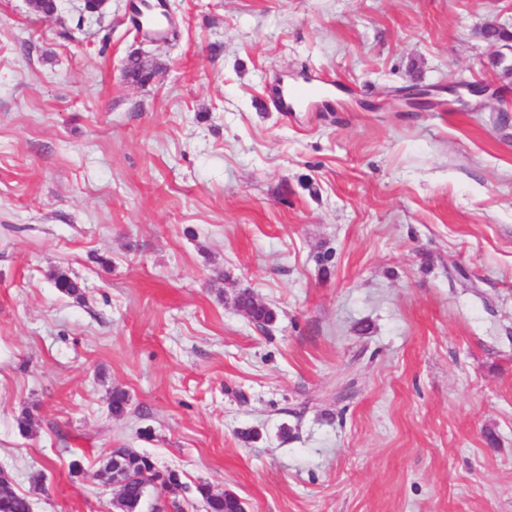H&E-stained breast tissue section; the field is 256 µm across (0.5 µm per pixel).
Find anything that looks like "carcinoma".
Wrapping results in <instances>:
<instances>
[{
	"label": "carcinoma",
	"mask_w": 512,
	"mask_h": 512,
	"mask_svg": "<svg viewBox=\"0 0 512 512\" xmlns=\"http://www.w3.org/2000/svg\"><path fill=\"white\" fill-rule=\"evenodd\" d=\"M481 36L497 43L509 44L512 33L503 27L485 24L480 31ZM54 287L67 296L80 295L79 284L63 272L52 275ZM234 306L258 325L275 322V310L254 301L252 293L243 289L233 299ZM127 393L115 388L109 399V410L115 417L124 415L127 411ZM122 461L123 475L121 479V492L112 500L115 512H139L145 499L143 489H155L159 485L170 493L176 495L186 489L181 475L174 470H160L153 459L133 448H111L105 453L99 473L108 484L112 483V456ZM196 497L207 504V512H238V497L229 492L218 493L211 485L201 481L194 486ZM0 512H31V500L17 492L13 479L9 473L0 471Z\"/></svg>",
	"instance_id": "obj_1"
}]
</instances>
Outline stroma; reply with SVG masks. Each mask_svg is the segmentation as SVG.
Masks as SVG:
<instances>
[{
  "mask_svg": "<svg viewBox=\"0 0 512 512\" xmlns=\"http://www.w3.org/2000/svg\"><path fill=\"white\" fill-rule=\"evenodd\" d=\"M165 2L156 38L139 0H0V468L33 512H112L119 447L186 485L143 512H205L201 480L247 512H512V74L479 34L512 0ZM144 4L149 5L146 7ZM157 5L148 1L141 2L138 7L139 13L136 12L133 22L140 24L143 33L156 34L160 29V23L156 14ZM328 92L323 88H288L279 89L275 93V104L280 112H292L296 105L305 98L325 95ZM234 306L258 325L272 324L277 314L275 310L254 301L248 289L240 290L233 299Z\"/></svg>",
  "mask_w": 512,
  "mask_h": 512,
  "instance_id": "35a3bbf8",
  "label": "stroma"
}]
</instances>
